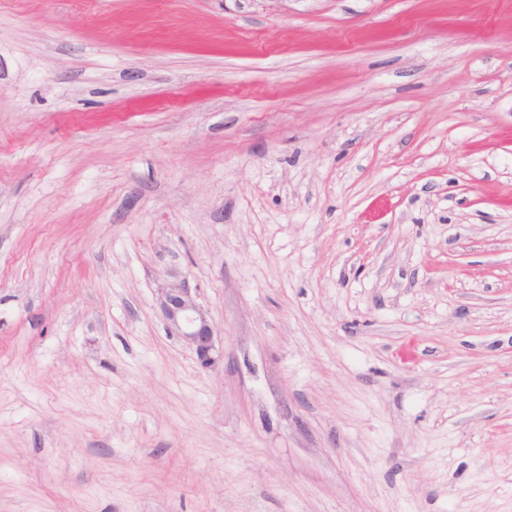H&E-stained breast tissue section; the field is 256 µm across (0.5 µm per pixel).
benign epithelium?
I'll return each mask as SVG.
<instances>
[{
  "label": "benign epithelium",
  "mask_w": 512,
  "mask_h": 512,
  "mask_svg": "<svg viewBox=\"0 0 512 512\" xmlns=\"http://www.w3.org/2000/svg\"><path fill=\"white\" fill-rule=\"evenodd\" d=\"M158 304L170 332L193 350L202 368L216 369L223 363L219 331L186 282H173L161 289Z\"/></svg>",
  "instance_id": "benign-epithelium-1"
}]
</instances>
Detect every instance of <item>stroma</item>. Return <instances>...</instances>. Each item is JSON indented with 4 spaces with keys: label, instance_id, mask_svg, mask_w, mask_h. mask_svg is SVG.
<instances>
[{
    "label": "stroma",
    "instance_id": "stroma-1",
    "mask_svg": "<svg viewBox=\"0 0 512 512\" xmlns=\"http://www.w3.org/2000/svg\"><path fill=\"white\" fill-rule=\"evenodd\" d=\"M0 512H512V0H0ZM196 298L186 282L179 281L161 289L158 304L170 332L193 350L200 366L216 369L224 361V348L218 329Z\"/></svg>",
    "mask_w": 512,
    "mask_h": 512
}]
</instances>
